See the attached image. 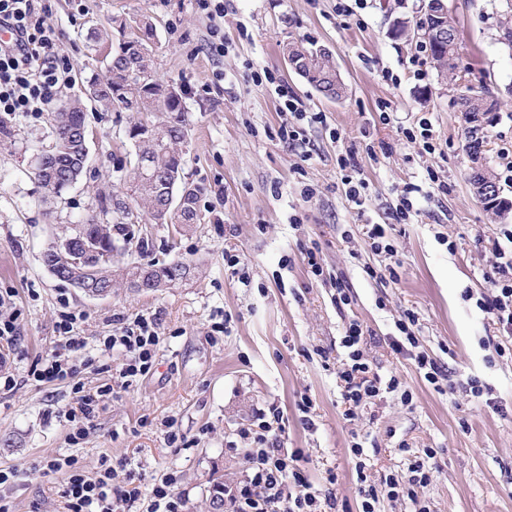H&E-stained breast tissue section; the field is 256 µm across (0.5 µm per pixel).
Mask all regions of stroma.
Returning a JSON list of instances; mask_svg holds the SVG:
<instances>
[{
  "instance_id": "obj_1",
  "label": "stroma",
  "mask_w": 512,
  "mask_h": 512,
  "mask_svg": "<svg viewBox=\"0 0 512 512\" xmlns=\"http://www.w3.org/2000/svg\"><path fill=\"white\" fill-rule=\"evenodd\" d=\"M224 2L226 49L219 59L204 47L209 21L196 0L48 2L47 20L60 31L74 74L49 109L84 105L89 167L53 196L33 175L53 142L50 118L19 115L0 124V289L14 295L21 337L17 351L0 347V370L17 382L0 392V467L19 472L16 484L0 487V498L12 512H62L65 476L44 472L41 463L75 455L90 473L101 461H125L145 496L156 478L176 475L185 512H202L212 475L230 485L247 468L229 450L239 427L273 404L287 421L286 446L300 451L309 481L319 486L335 477L339 512H358L360 504L355 441L373 481L407 476L415 458L433 449L431 482L418 492L430 512H512V355L497 354L504 333L475 302L491 292L494 244L503 227L512 228V213L494 216L475 195L455 105L462 84L487 87L501 99L484 157L512 199V50L499 40L512 0H447L462 53L454 81L441 77L409 35L422 0H366L348 17L337 16L336 0ZM142 15L157 27V77L183 90V176L201 190L204 221L184 232L174 224L129 227L148 240L143 261L186 262L194 269L190 280L154 292L121 285L107 298L90 299L56 279L42 254L53 237L99 215L102 198L123 190L121 169L133 157L128 123L100 111L90 96L107 53L90 33L112 17ZM291 41L332 52L347 87L342 99L323 97L291 70L281 53ZM266 69L305 106L308 161L277 136L278 98L272 85L254 79ZM317 112L325 123L310 121ZM423 118L434 134L430 154L404 135ZM349 150L367 184L361 212L348 201L337 164ZM408 187L414 210L401 223L393 212ZM371 224L386 225L396 255L372 250ZM312 247L322 259L320 278L305 260ZM228 251L239 255L237 266L225 265ZM387 265L396 281L365 273ZM337 277L350 286V305L336 303ZM65 305L81 313L87 341L73 360L91 355L100 362L83 371L81 382L90 390L112 386L76 445L67 439L70 385L28 376L55 346ZM407 309L419 319L420 349L445 367L448 391L438 392L413 360L389 348L394 322ZM140 315L156 318L160 348L151 373L125 387L116 378L123 354L101 351L99 340ZM353 319L371 334L365 355L373 373L396 374L403 390L379 395L349 421L336 372ZM222 321L226 333L214 332ZM473 378L489 389L493 405L471 396ZM305 396L314 404L308 425L298 409ZM171 427L187 447L169 446Z\"/></svg>"
}]
</instances>
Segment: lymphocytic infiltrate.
Instances as JSON below:
<instances>
[{
	"mask_svg": "<svg viewBox=\"0 0 512 512\" xmlns=\"http://www.w3.org/2000/svg\"><path fill=\"white\" fill-rule=\"evenodd\" d=\"M48 7L45 0H0V25L13 29L15 43L0 48V113L18 112L33 118H42L53 96L73 81L69 58L59 50L60 36L47 21ZM281 112L286 113L278 137L289 147L297 149L302 159H309L310 141L298 122L303 119L300 102L287 91H280ZM506 245L497 247L499 279L492 282L491 295L482 297L479 307L493 316L503 331L512 335V229L505 233ZM80 317L75 312L61 311L56 323L57 344L49 354L38 359L30 370L37 382H62L70 384L74 404L68 414L71 442L82 439L93 424L100 396L111 393V385L98 387L96 392L85 391L78 380L81 366H92L93 357H86L83 365L70 362L71 351L84 348L85 337L79 328ZM418 318L414 312L403 311L395 323L396 335L389 343L394 352L411 354L415 367L430 384H438L443 370L426 352L420 351L415 329ZM367 336L358 321H350L344 330L342 345L347 356L337 371L342 387V398L347 405L346 420H353L359 409L380 392L397 391L401 381L397 376L381 379L371 372L363 349ZM160 338L156 322L139 317L133 324L117 328L103 337L105 350L124 353L125 363L119 376L124 381L148 375L156 362ZM286 424L278 408L258 411L248 424L239 430L244 443L242 450L249 467L242 480L224 489V512H323L335 508L336 493L332 485L314 486L297 465V452L285 446ZM351 451L357 458L355 464L360 483L359 512H378L381 497L405 498L413 505V512H427L421 505L417 490L429 483L431 470L424 460H416L407 481L387 475L382 485L369 482L361 461L360 444H353ZM46 471H66L67 478L60 491L64 512H133L141 503V491L134 480L115 484V466L101 465L97 475H88L75 456L51 458L45 461ZM174 476L165 475L156 480L145 512H183L185 502L175 489Z\"/></svg>",
	"mask_w": 512,
	"mask_h": 512,
	"instance_id": "1",
	"label": "lymphocytic infiltrate"
}]
</instances>
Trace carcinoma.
Here are the masks:
<instances>
[{"label":"carcinoma","instance_id":"carcinoma-1","mask_svg":"<svg viewBox=\"0 0 512 512\" xmlns=\"http://www.w3.org/2000/svg\"><path fill=\"white\" fill-rule=\"evenodd\" d=\"M112 24L122 34V40L107 55L106 74L102 80L91 84V96L104 110L128 112V129L135 130L129 136L134 146V162L124 177L128 193L126 198L112 197L102 204V211H112L116 223L102 224L93 219L80 225L85 231L83 240L73 242L69 254L80 256L84 244L90 243L104 256L112 252L119 239H127L126 221L141 210L154 220L161 219L159 206L166 195L180 196L186 187L182 181L183 155L179 146L187 135V119L182 95L166 93L168 83L158 80L154 74L153 44L157 37L156 27L148 19L136 22L137 32L126 33L130 24L125 19H112ZM429 52L431 62L443 74H456L459 69L457 42L441 45L429 38H420ZM284 54L297 63L298 74L326 97L334 100L340 96L336 87V63L333 56L319 53L313 47L290 42L284 46ZM86 124L81 104L74 102L54 115L55 143L58 156L54 157L55 180L36 173L38 181L50 193L58 195L70 186L83 171V147L68 143L67 134L75 127ZM199 188H194L192 207L182 215L168 212L172 224L189 228L199 224L203 216L198 208ZM58 242H52L44 251L56 268L55 277L70 284L83 278L95 279L102 287L112 288L122 281L131 288L144 275H149L154 287H170L192 276L190 265L174 261L162 266L151 263L125 265L114 268L112 260H94L93 264L74 266L61 261L57 254ZM207 512H224V481L213 482Z\"/></svg>","mask_w":512,"mask_h":512}]
</instances>
